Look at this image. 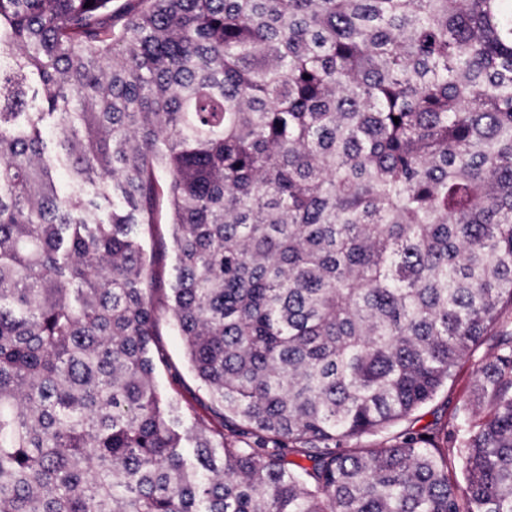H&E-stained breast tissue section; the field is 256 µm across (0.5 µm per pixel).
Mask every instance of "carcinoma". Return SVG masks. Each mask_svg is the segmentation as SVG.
Instances as JSON below:
<instances>
[{
	"label": "carcinoma",
	"instance_id": "obj_1",
	"mask_svg": "<svg viewBox=\"0 0 512 512\" xmlns=\"http://www.w3.org/2000/svg\"><path fill=\"white\" fill-rule=\"evenodd\" d=\"M0 512H512V0H0ZM158 238L154 240L156 261L155 273L160 288H170L174 276L175 254L171 247L170 227L167 224L159 225L156 230ZM160 329L162 336H157L158 344L172 367L160 370L157 384L164 394L178 403L182 421L189 426L196 415L204 413L202 405L206 396L188 368L182 340L172 331L167 317H163ZM485 352L486 349L483 346L463 364L456 382L449 385L448 390L441 393L437 400L422 412L418 427L433 426L435 423L439 426L447 419V414L448 417L450 416L455 407L474 402L475 369L484 358Z\"/></svg>",
	"mask_w": 512,
	"mask_h": 512
}]
</instances>
